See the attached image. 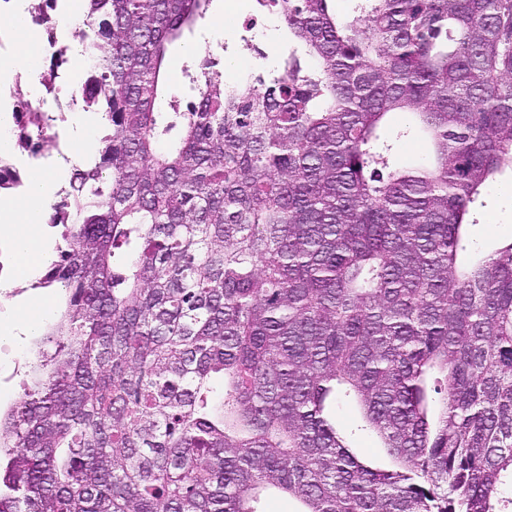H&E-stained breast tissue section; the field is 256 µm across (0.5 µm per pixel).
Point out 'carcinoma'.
Instances as JSON below:
<instances>
[{
    "mask_svg": "<svg viewBox=\"0 0 512 512\" xmlns=\"http://www.w3.org/2000/svg\"><path fill=\"white\" fill-rule=\"evenodd\" d=\"M86 2L101 136L45 215L65 308L0 415V512H512V242L457 264L512 168V0H257L294 47L240 85L202 58L185 112L159 73L204 0ZM18 103L26 149L52 117ZM395 110L433 161L391 163ZM353 449L356 455L372 464V465H386L388 458L384 448H378L379 445L376 439L367 433L357 432L353 436Z\"/></svg>",
    "mask_w": 512,
    "mask_h": 512,
    "instance_id": "carcinoma-1",
    "label": "carcinoma"
}]
</instances>
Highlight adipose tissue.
Wrapping results in <instances>:
<instances>
[{"label": "adipose tissue", "mask_w": 512, "mask_h": 512, "mask_svg": "<svg viewBox=\"0 0 512 512\" xmlns=\"http://www.w3.org/2000/svg\"><path fill=\"white\" fill-rule=\"evenodd\" d=\"M60 173L35 176L23 204L0 199V252L13 259L46 255L49 244L42 231L41 214L60 183Z\"/></svg>", "instance_id": "ef3b65f1"}]
</instances>
